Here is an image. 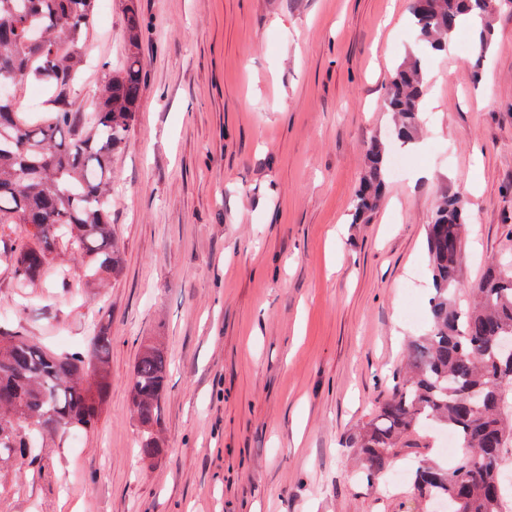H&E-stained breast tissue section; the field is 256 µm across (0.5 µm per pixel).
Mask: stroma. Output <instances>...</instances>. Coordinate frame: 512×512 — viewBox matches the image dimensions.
Returning a JSON list of instances; mask_svg holds the SVG:
<instances>
[{
  "label": "stroma",
  "instance_id": "35a3bbf8",
  "mask_svg": "<svg viewBox=\"0 0 512 512\" xmlns=\"http://www.w3.org/2000/svg\"><path fill=\"white\" fill-rule=\"evenodd\" d=\"M88 35L98 62L70 95L90 113L126 55L125 8ZM145 78L115 156L119 276L91 287L70 241L22 302L0 224L1 326L58 352L112 339V386L94 428L0 462V512H427L394 458L367 480L350 442L429 330L425 226L441 196L470 214L462 278L512 260V0L493 43L422 53L411 0H132ZM421 55L417 143L393 140L390 81ZM403 152L381 206L352 201L377 138ZM423 168L428 178H414ZM166 347L160 455L137 457L127 382L140 342Z\"/></svg>",
  "mask_w": 512,
  "mask_h": 512
}]
</instances>
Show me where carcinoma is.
<instances>
[{"instance_id":"cac0c4a2","label":"carcinoma","mask_w":512,"mask_h":512,"mask_svg":"<svg viewBox=\"0 0 512 512\" xmlns=\"http://www.w3.org/2000/svg\"><path fill=\"white\" fill-rule=\"evenodd\" d=\"M505 0H413L417 35L431 50L447 47L465 12L482 23L488 49L490 20ZM97 21L96 0H0V224H25L34 242L10 255L17 287L26 288L53 261L55 238L76 245L86 277L101 282L121 271L112 232V159L125 146L143 84L139 56L141 18L125 11V63L96 86V111L68 107L69 94L88 66L86 36ZM25 83L49 93L52 115L30 124L18 115L15 95ZM424 73L416 59L396 71L385 106L398 117L395 135L414 141L422 122ZM387 159L373 142L353 200L354 216L373 213L386 191ZM465 224L463 196L442 199L427 225L426 246L434 296L430 331L411 341L406 371L376 414L359 426L355 441L368 478L384 473L394 457L429 447V421L446 426L462 448L445 466L421 465L413 489L448 512H512L500 481L512 457V358L496 348L512 337V261L491 263L475 286L474 303L461 281ZM111 338L100 329L82 350L54 354L30 338L0 333V456L25 457L28 440L86 430L98 420L111 386ZM168 359L161 344L142 343L128 381L138 426L137 452L151 462L162 448L157 434Z\"/></svg>"}]
</instances>
